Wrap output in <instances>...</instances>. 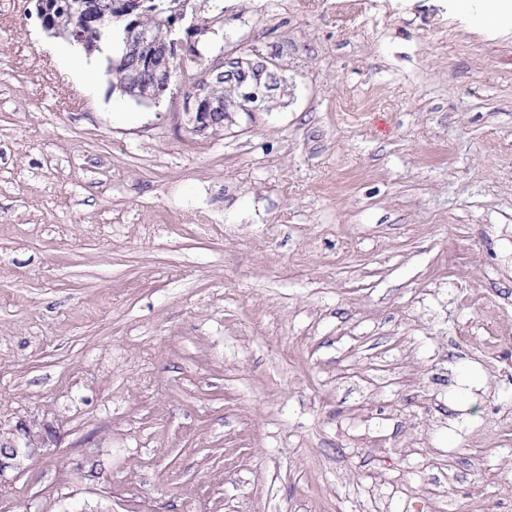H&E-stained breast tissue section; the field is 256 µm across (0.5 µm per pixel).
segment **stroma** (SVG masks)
Returning a JSON list of instances; mask_svg holds the SVG:
<instances>
[{
	"label": "stroma",
	"mask_w": 512,
	"mask_h": 512,
	"mask_svg": "<svg viewBox=\"0 0 512 512\" xmlns=\"http://www.w3.org/2000/svg\"><path fill=\"white\" fill-rule=\"evenodd\" d=\"M196 10L287 106L193 135L0 0V512H512V24Z\"/></svg>",
	"instance_id": "stroma-1"
}]
</instances>
